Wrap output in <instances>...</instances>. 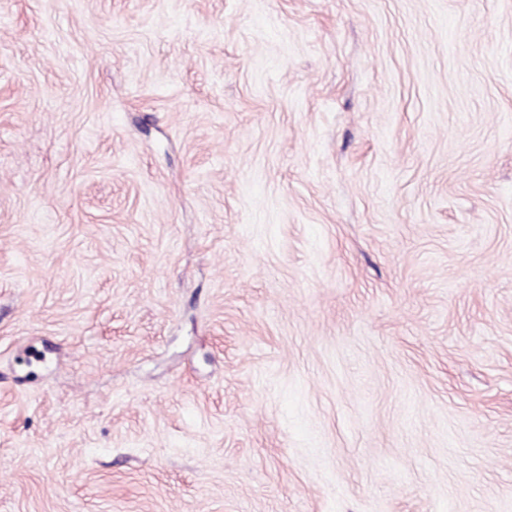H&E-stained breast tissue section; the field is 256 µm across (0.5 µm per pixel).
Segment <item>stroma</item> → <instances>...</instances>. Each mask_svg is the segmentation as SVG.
I'll return each instance as SVG.
<instances>
[{
	"mask_svg": "<svg viewBox=\"0 0 512 512\" xmlns=\"http://www.w3.org/2000/svg\"><path fill=\"white\" fill-rule=\"evenodd\" d=\"M0 512H512V0H0Z\"/></svg>",
	"mask_w": 512,
	"mask_h": 512,
	"instance_id": "obj_1",
	"label": "stroma"
}]
</instances>
